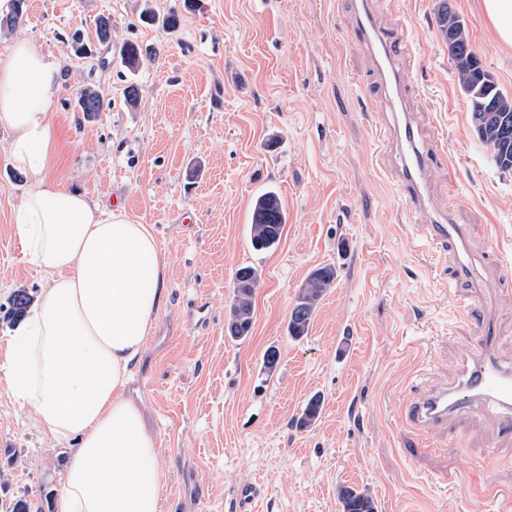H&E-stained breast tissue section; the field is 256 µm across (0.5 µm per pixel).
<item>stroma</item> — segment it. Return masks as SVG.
<instances>
[{
	"mask_svg": "<svg viewBox=\"0 0 512 512\" xmlns=\"http://www.w3.org/2000/svg\"><path fill=\"white\" fill-rule=\"evenodd\" d=\"M481 64L512 96V46L498 41L481 0H450ZM0 25V57L28 41L56 61L62 88L49 114L61 175L103 206L150 225L168 255L169 302L136 366L129 397L159 444L164 512H239L241 487L261 484L252 512H341L336 489H368L378 512H512V438L491 414L459 417L434 437L397 420L421 388L454 375L476 334L457 298L491 303L497 350L512 364V171L475 136L468 101L435 22L438 0H370L403 25L412 57L401 70L424 140L443 144L433 167L436 209L448 208L471 248L495 252L477 288L454 280L395 179L377 135L390 104L373 99L372 68L352 36L350 0H27ZM177 11L176 28L140 22L145 8ZM111 16L112 40L95 22ZM142 49L126 69V42ZM136 83L129 106L123 88ZM91 87L101 112L75 106ZM0 124V360L18 290L39 298L13 217L28 181L7 159ZM276 189L287 214L279 244L254 250L252 203ZM255 266L254 324L225 332L234 272ZM339 277L309 333L288 334L310 272ZM276 347L280 363L262 356ZM322 413L294 418L311 396ZM69 450L32 427L0 371V512L26 499L56 512Z\"/></svg>",
	"mask_w": 512,
	"mask_h": 512,
	"instance_id": "stroma-1",
	"label": "stroma"
}]
</instances>
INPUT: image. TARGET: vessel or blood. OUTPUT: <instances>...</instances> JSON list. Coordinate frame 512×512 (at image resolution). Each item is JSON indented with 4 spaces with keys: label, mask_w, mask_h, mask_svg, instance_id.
<instances>
[{
    "label": "vessel or blood",
    "mask_w": 512,
    "mask_h": 512,
    "mask_svg": "<svg viewBox=\"0 0 512 512\" xmlns=\"http://www.w3.org/2000/svg\"><path fill=\"white\" fill-rule=\"evenodd\" d=\"M354 37L371 58L386 96L405 101L409 89L400 81L396 65L397 58L410 54L405 33L385 30L367 14L360 18ZM388 142L402 164L398 180L401 195L415 208L429 209L433 196L427 174L442 154V146L418 147L412 115L407 111L391 130ZM427 236L438 251L455 249L457 276L474 283L480 281L483 261L470 251L459 225L440 219L428 226ZM478 328L480 339L455 376L432 385L419 398L402 406L403 424L430 432L446 428L462 414L491 412L500 429L512 434V365L502 363L496 355L497 330L490 310H482Z\"/></svg>",
    "instance_id": "obj_1"
}]
</instances>
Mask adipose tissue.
Instances as JSON below:
<instances>
[{"mask_svg": "<svg viewBox=\"0 0 512 512\" xmlns=\"http://www.w3.org/2000/svg\"><path fill=\"white\" fill-rule=\"evenodd\" d=\"M60 83L28 42L9 46L0 123L9 161L31 183L17 232L46 286L0 369L32 426L76 443L57 512H162L158 442L125 390L169 301L168 257L148 225L51 176Z\"/></svg>", "mask_w": 512, "mask_h": 512, "instance_id": "1", "label": "adipose tissue"}]
</instances>
